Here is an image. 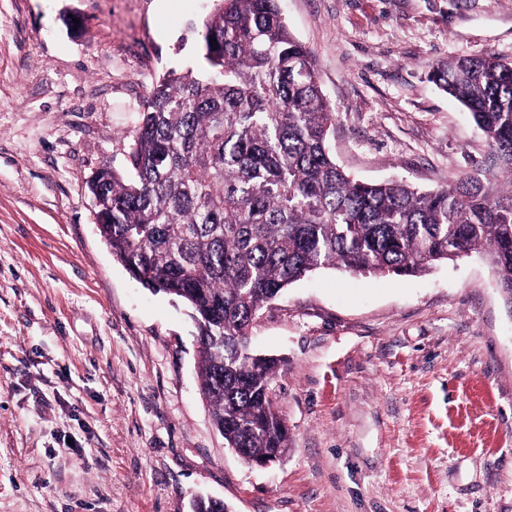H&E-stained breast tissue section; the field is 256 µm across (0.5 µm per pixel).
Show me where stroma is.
<instances>
[{"mask_svg": "<svg viewBox=\"0 0 512 512\" xmlns=\"http://www.w3.org/2000/svg\"><path fill=\"white\" fill-rule=\"evenodd\" d=\"M214 0H0V512H512V307L488 259L322 269L255 317L288 453L244 463L201 399L197 329L112 255L87 188L128 168L165 71L201 66ZM357 178L421 190L483 165L429 79L512 58V0H280Z\"/></svg>", "mask_w": 512, "mask_h": 512, "instance_id": "obj_1", "label": "stroma"}]
</instances>
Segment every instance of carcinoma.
Returning a JSON list of instances; mask_svg holds the SVG:
<instances>
[{
    "instance_id": "cac0c4a2",
    "label": "carcinoma",
    "mask_w": 512,
    "mask_h": 512,
    "mask_svg": "<svg viewBox=\"0 0 512 512\" xmlns=\"http://www.w3.org/2000/svg\"><path fill=\"white\" fill-rule=\"evenodd\" d=\"M218 2L197 28L205 73L158 78L129 134L134 177L104 165L90 191L112 254L196 314L200 391L224 440L279 459L273 362L245 336L293 283L327 268L416 276L485 255L512 305V60L454 57L430 75L470 113L508 187L482 170L436 191L369 183L331 154L335 109L279 0Z\"/></svg>"
}]
</instances>
